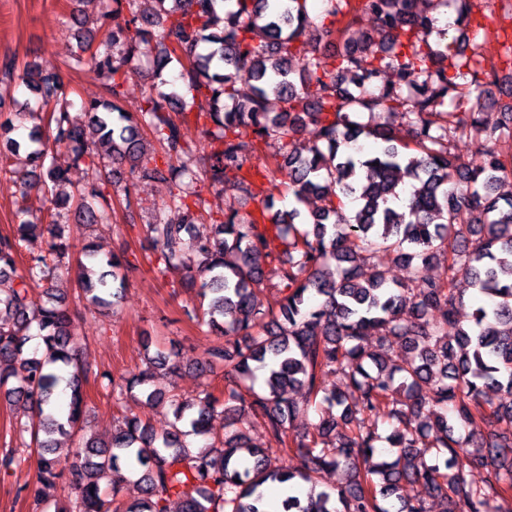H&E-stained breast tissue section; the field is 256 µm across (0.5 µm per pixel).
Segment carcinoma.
<instances>
[{"instance_id": "obj_1", "label": "carcinoma", "mask_w": 512, "mask_h": 512, "mask_svg": "<svg viewBox=\"0 0 512 512\" xmlns=\"http://www.w3.org/2000/svg\"><path fill=\"white\" fill-rule=\"evenodd\" d=\"M311 0H154V15L134 9L136 0H113L112 13L130 18L115 28L109 43L93 47L90 31L77 34L81 54L75 65L102 81L103 96L69 112L63 82L29 63L20 74L32 97L20 105L29 118L28 143L10 136L13 120L0 122L4 157L25 153L20 187L44 190L42 216L17 211L12 231L0 234V393L16 411L19 447L0 457L8 473L27 460L34 447L39 481L64 478L67 507L56 512H169L177 499L182 512H267L263 486L278 483L290 493L282 512H429L427 499L442 512H512V101L502 104L499 126L490 128L480 112L448 111V103L468 92L491 97L505 76L487 69L476 51L466 53L474 0H437L454 8L460 35L445 50L429 37L435 19L417 0H320L322 15L310 14ZM377 15L380 50L368 54L370 37L354 35L358 10ZM344 19L341 36L321 16ZM308 58L292 69L290 58ZM146 59L154 82L137 115L120 105L135 63ZM179 66L185 89H169L168 68ZM385 70L395 80L369 89ZM283 104L268 111L269 96ZM382 110L389 121H374ZM96 127L108 145L112 165L129 173L170 175L178 189L172 206L183 213L173 223L159 218L146 227L165 268L191 266L185 287L200 306L188 317L217 340L205 350L210 364H224L229 383L190 400L156 387L154 370L170 356L148 350L145 368L119 376L104 374V388L118 401L151 406L170 400L173 422L157 432L135 415L109 442L87 440L66 460L54 456L55 436H72L86 405L90 370L68 334L64 296L54 287L57 271L72 244L63 218L82 224L109 220L103 191L86 193L67 170L55 164L53 147L66 144L74 164L93 151L83 123ZM193 123L211 138L207 166L199 171L196 146L183 135ZM315 140L299 136L308 127ZM483 135L485 158L466 163L452 150L464 136ZM253 149L267 139L285 141L286 150L261 165L247 163L243 137ZM382 142L361 154L360 138ZM279 173L292 207H275L260 197L258 213L246 217L231 209L212 221L207 237H194L190 225L205 220L196 186L206 177L219 192L243 191L259 197L256 178ZM410 179L408 211L388 205L396 188ZM321 205L300 209L305 199ZM38 238L45 247L28 259L24 273L16 259ZM281 286L267 304L264 258H279ZM396 255L408 271L434 259L445 273L413 293L390 284L374 259ZM78 296L95 308L110 309L125 288L126 251L102 254L93 242L77 259ZM372 265L370 276L362 268ZM490 298L459 326L454 341L444 331L458 323L461 291L457 278ZM43 289L48 303L35 308L31 292ZM430 309L442 318H427ZM42 349L25 351L33 336ZM234 340H228V337ZM400 343L409 356L389 364L374 351ZM324 373L341 374L343 387L327 388ZM260 389H255L257 381ZM70 390L68 409L55 404L60 384ZM301 391L318 422L293 430L300 410L289 391ZM506 394L495 402L490 393ZM248 410L260 419L280 447H259L237 430L211 434L218 409ZM30 439H25V436ZM382 451L390 459L373 461ZM296 455L302 467L290 468ZM345 467L349 483L307 499L292 493L315 484L324 470ZM481 468L479 483L464 476ZM132 476L133 495L120 496L116 476ZM421 487L413 496L403 488Z\"/></svg>"}]
</instances>
